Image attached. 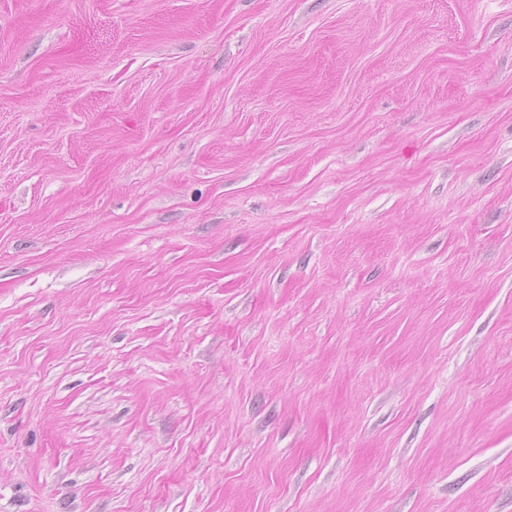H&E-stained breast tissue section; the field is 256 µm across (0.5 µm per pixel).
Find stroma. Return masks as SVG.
<instances>
[{
    "label": "stroma",
    "instance_id": "35a3bbf8",
    "mask_svg": "<svg viewBox=\"0 0 512 512\" xmlns=\"http://www.w3.org/2000/svg\"><path fill=\"white\" fill-rule=\"evenodd\" d=\"M0 512H512V0H0Z\"/></svg>",
    "mask_w": 512,
    "mask_h": 512
}]
</instances>
